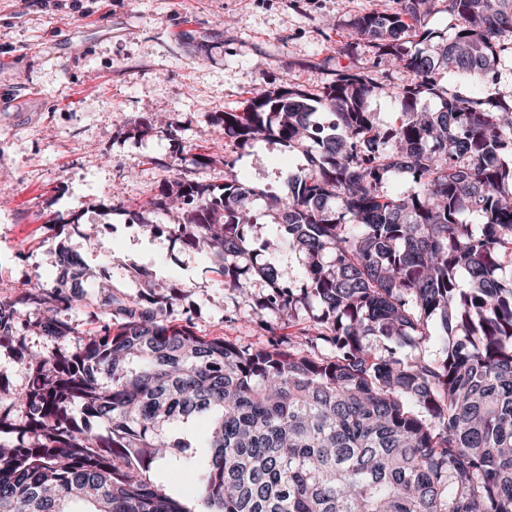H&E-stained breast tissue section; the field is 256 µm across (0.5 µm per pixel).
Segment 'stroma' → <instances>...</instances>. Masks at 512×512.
Segmentation results:
<instances>
[{"label":"stroma","mask_w":512,"mask_h":512,"mask_svg":"<svg viewBox=\"0 0 512 512\" xmlns=\"http://www.w3.org/2000/svg\"><path fill=\"white\" fill-rule=\"evenodd\" d=\"M396 0H0V299L25 282L53 286L61 250L78 254L93 282L114 294L144 291L179 300L171 324L196 335L262 347L267 324L246 317L226 290L213 255L150 233L183 212L156 210L162 187L184 172L222 187L224 162L260 192L284 194L300 150L259 141L243 152L224 137L217 113L238 109L256 85L289 83L317 93L338 71L371 73L382 91L370 102L380 126L399 112L392 89L411 80L367 45H348L355 17L392 12ZM151 128L137 129L141 119ZM205 165L187 167L189 153ZM139 225H130V213ZM254 238L264 261L300 278L294 253L277 249L272 219ZM29 357L0 345V414L20 420L13 399L29 383L30 359L74 350L36 326L22 329Z\"/></svg>","instance_id":"stroma-1"}]
</instances>
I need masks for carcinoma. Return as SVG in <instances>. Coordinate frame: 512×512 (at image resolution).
Listing matches in <instances>:
<instances>
[{
  "mask_svg": "<svg viewBox=\"0 0 512 512\" xmlns=\"http://www.w3.org/2000/svg\"><path fill=\"white\" fill-rule=\"evenodd\" d=\"M349 25L351 43L406 69L400 117L381 128L371 73L323 91L258 85L220 117L245 150L262 137L302 146L306 167L266 204L301 285L256 262L258 194L224 160L223 193L183 178L151 202L185 212L172 238L205 246L231 291L255 275L254 316H310V345L249 349L163 319L176 294L100 295L104 333L39 362L0 417V512H187L148 476L195 474L202 512H512V98L494 88L512 54V0H396ZM454 32L434 43L429 18ZM473 84L450 96L441 74ZM401 181L397 190L391 184ZM476 212L480 228L463 215ZM59 263L88 276L65 250ZM86 300L64 283L0 300V341L16 305L64 341L59 318ZM442 335L440 362L374 347Z\"/></svg>",
  "mask_w": 512,
  "mask_h": 512,
  "instance_id": "obj_1",
  "label": "carcinoma"
}]
</instances>
